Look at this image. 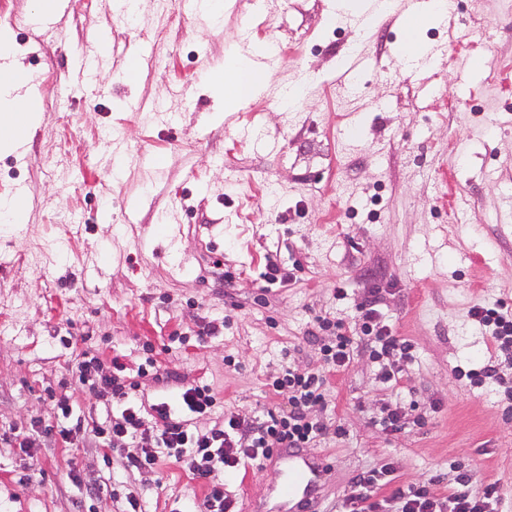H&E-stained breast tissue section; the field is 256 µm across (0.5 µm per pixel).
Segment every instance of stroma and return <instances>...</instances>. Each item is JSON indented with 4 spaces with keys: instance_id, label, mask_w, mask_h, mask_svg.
Listing matches in <instances>:
<instances>
[{
    "instance_id": "1",
    "label": "stroma",
    "mask_w": 512,
    "mask_h": 512,
    "mask_svg": "<svg viewBox=\"0 0 512 512\" xmlns=\"http://www.w3.org/2000/svg\"><path fill=\"white\" fill-rule=\"evenodd\" d=\"M398 2L365 31L330 19L329 0H261L249 18L232 6L218 26L178 0H142L134 24L115 0H78L45 31L26 23L30 0H0V30L44 90L25 151L0 156V196L22 185L32 199L23 232L0 231V512H123L130 493L146 512H194L208 488L173 459L132 472L139 443L93 437L118 411L76 385L82 355L99 357L100 376L137 380L147 406L176 395L159 381L169 371L209 386L212 412L186 416L208 429L286 404L266 379L320 369L315 317L353 323L372 293L413 357L394 385L363 347L330 374L325 416L346 433L311 449L330 471L318 512H343L352 477L385 463L395 484L431 478L441 496L451 465L468 466L472 491L498 483L512 512V412L496 384L455 375L492 357L512 378L469 316L485 300L512 305V0H459L421 30L438 53L416 71L395 53ZM102 32L126 56L98 71L108 93L90 100L59 78L103 56ZM269 43L282 52L270 86L225 113L208 71L234 46ZM143 47L149 64L128 66ZM356 55L368 67L339 80ZM300 80L306 94L285 110L281 88ZM131 98L164 116L129 111ZM116 137L128 148L117 178ZM162 214L167 238L154 233ZM270 260L295 278L267 292ZM211 322L220 332L200 337ZM410 400L424 425L383 430L382 409ZM77 423L67 443L33 430ZM224 488L238 512H276L265 462Z\"/></svg>"
}]
</instances>
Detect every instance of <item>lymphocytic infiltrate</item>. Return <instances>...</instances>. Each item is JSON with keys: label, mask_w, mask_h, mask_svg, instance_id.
<instances>
[{"label": "lymphocytic infiltrate", "mask_w": 512, "mask_h": 512, "mask_svg": "<svg viewBox=\"0 0 512 512\" xmlns=\"http://www.w3.org/2000/svg\"><path fill=\"white\" fill-rule=\"evenodd\" d=\"M471 318L483 327L495 349L512 357V306L502 301L480 303L470 310ZM358 331H351L343 320L319 319L317 333L310 340L316 345L324 372L300 373L289 368L273 378L269 388L274 395H287L288 409L271 408L265 414L232 413L222 425L210 429L189 430L179 419L175 407L204 416L210 414L216 398L205 385L184 386L176 404L161 401L152 405L151 415H143L135 394L136 382L117 376L97 378L99 359L84 357L78 365V381L110 395L120 408V416L111 427H96V434H109L113 448L130 439L147 438L151 447L127 457L126 470H138L156 464L159 452L180 463L193 479L210 488L199 512H234L233 500L225 495L220 474L236 472L245 463L269 459L280 448H307L327 435H344L343 427L329 428L322 416L328 406L325 371L346 368L359 347L370 350L377 366L376 376L384 383L395 381L396 362L410 358L412 346L395 336L390 325L381 320L377 295H370L357 315ZM388 466L372 468L352 479L350 512H501L502 496L498 484H486L480 492L470 490L472 476L461 466L448 474L452 491L439 496L433 481L390 487V494L378 501L369 491L389 485Z\"/></svg>", "instance_id": "obj_1"}]
</instances>
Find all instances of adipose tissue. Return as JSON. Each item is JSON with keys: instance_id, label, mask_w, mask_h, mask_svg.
I'll return each instance as SVG.
<instances>
[{"instance_id": "1", "label": "adipose tissue", "mask_w": 512, "mask_h": 512, "mask_svg": "<svg viewBox=\"0 0 512 512\" xmlns=\"http://www.w3.org/2000/svg\"><path fill=\"white\" fill-rule=\"evenodd\" d=\"M445 15L442 0H432L428 9L408 18L406 40L398 52L403 64L417 63L425 48L419 30L443 21ZM209 79L212 86L223 91L224 103L231 109L265 90L272 80V72L264 63L237 51L229 56L223 71L210 74ZM31 85L32 78L20 62L0 68V153L17 152L18 134H31L41 123L42 115L27 92Z\"/></svg>"}]
</instances>
